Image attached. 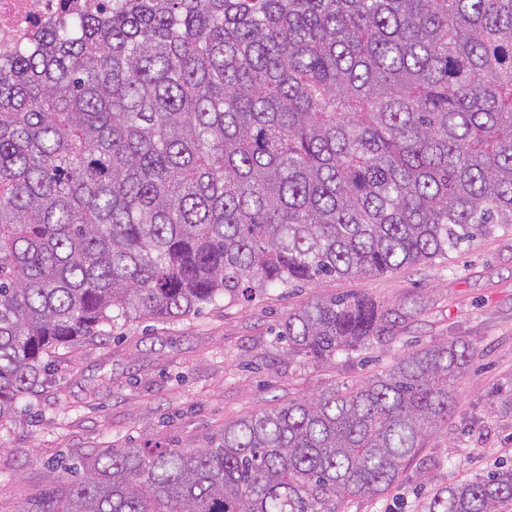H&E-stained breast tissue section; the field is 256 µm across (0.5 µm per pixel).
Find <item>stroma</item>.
<instances>
[{
    "label": "stroma",
    "instance_id": "1",
    "mask_svg": "<svg viewBox=\"0 0 512 512\" xmlns=\"http://www.w3.org/2000/svg\"><path fill=\"white\" fill-rule=\"evenodd\" d=\"M357 292L405 318L395 340L330 365L288 356L279 323L316 296ZM469 342L475 358L454 382L456 410L381 498L343 512H425L450 483L512 464V228L463 245L449 259L362 281L270 288L221 299L176 321L132 319L69 349L49 383L0 431V512H29L71 478L64 461L152 439L203 448L227 421L292 398L344 388L424 346Z\"/></svg>",
    "mask_w": 512,
    "mask_h": 512
}]
</instances>
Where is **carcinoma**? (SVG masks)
<instances>
[{"label": "carcinoma", "mask_w": 512, "mask_h": 512, "mask_svg": "<svg viewBox=\"0 0 512 512\" xmlns=\"http://www.w3.org/2000/svg\"><path fill=\"white\" fill-rule=\"evenodd\" d=\"M512 226V0H103L0 51V430L64 350L134 316L361 280ZM362 293L290 313L288 355L395 339ZM475 351L87 454L35 512H341L448 422ZM512 465L427 512H504Z\"/></svg>", "instance_id": "1"}]
</instances>
